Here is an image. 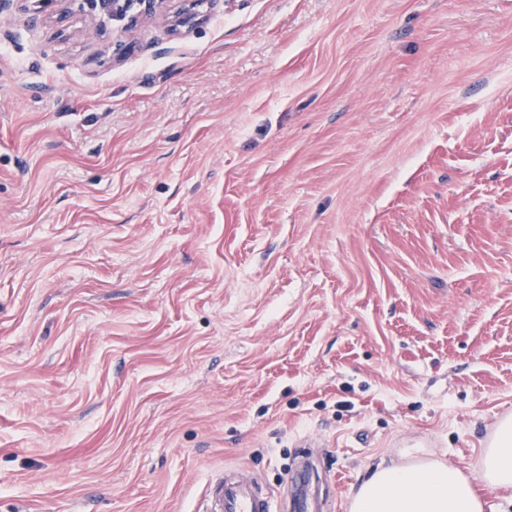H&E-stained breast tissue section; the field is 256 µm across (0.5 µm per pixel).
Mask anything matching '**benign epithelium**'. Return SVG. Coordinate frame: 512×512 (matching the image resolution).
<instances>
[{
  "label": "benign epithelium",
  "instance_id": "7a95c632",
  "mask_svg": "<svg viewBox=\"0 0 512 512\" xmlns=\"http://www.w3.org/2000/svg\"><path fill=\"white\" fill-rule=\"evenodd\" d=\"M169 0H75L81 12L101 25L112 21L126 22L130 28L141 15H161L170 26L190 28L199 20V8L206 0H180L181 6L172 11Z\"/></svg>",
  "mask_w": 512,
  "mask_h": 512
}]
</instances>
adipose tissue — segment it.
<instances>
[{"instance_id":"ef3b65f1","label":"adipose tissue","mask_w":512,"mask_h":512,"mask_svg":"<svg viewBox=\"0 0 512 512\" xmlns=\"http://www.w3.org/2000/svg\"><path fill=\"white\" fill-rule=\"evenodd\" d=\"M484 486L512 489V419L499 424L477 478L439 461L381 463L361 482L352 512H485Z\"/></svg>"}]
</instances>
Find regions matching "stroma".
Listing matches in <instances>:
<instances>
[{
  "instance_id": "1",
  "label": "stroma",
  "mask_w": 512,
  "mask_h": 512,
  "mask_svg": "<svg viewBox=\"0 0 512 512\" xmlns=\"http://www.w3.org/2000/svg\"><path fill=\"white\" fill-rule=\"evenodd\" d=\"M507 414L512 0H0V512H350ZM212 0H180L181 6L171 11L167 2L171 0H75L81 12L101 25L112 21H125L128 29L141 15H161L170 27L190 28L200 18L199 8ZM204 512H275L274 495L257 480H242L228 486L224 477L216 479Z\"/></svg>"
}]
</instances>
